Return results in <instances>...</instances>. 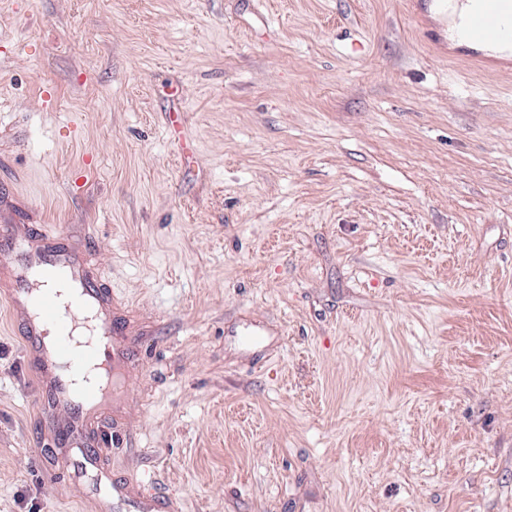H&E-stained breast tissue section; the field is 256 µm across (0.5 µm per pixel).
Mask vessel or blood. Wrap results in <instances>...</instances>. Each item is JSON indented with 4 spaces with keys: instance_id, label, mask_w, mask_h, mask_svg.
Returning a JSON list of instances; mask_svg holds the SVG:
<instances>
[{
    "instance_id": "1",
    "label": "vessel or blood",
    "mask_w": 512,
    "mask_h": 512,
    "mask_svg": "<svg viewBox=\"0 0 512 512\" xmlns=\"http://www.w3.org/2000/svg\"><path fill=\"white\" fill-rule=\"evenodd\" d=\"M457 32L461 51L492 63V51L512 55V0H471ZM0 301L25 325V353L34 364L42 387L59 404L80 403L85 410L82 429L73 437L75 447H88L87 428L93 427L105 405L104 387H79L75 379L97 366L108 373L120 371L126 360L121 333L112 320V302L103 295L93 267L79 252L61 246L57 231L41 227L39 235L14 224L0 202ZM70 284L75 298L59 308L50 293L35 294L36 282ZM94 310L98 323L93 349L77 352L71 336L86 310Z\"/></svg>"
}]
</instances>
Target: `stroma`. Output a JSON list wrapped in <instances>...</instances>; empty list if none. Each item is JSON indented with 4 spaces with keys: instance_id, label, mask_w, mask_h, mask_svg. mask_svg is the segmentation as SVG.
Returning a JSON list of instances; mask_svg holds the SVG:
<instances>
[{
    "instance_id": "1",
    "label": "stroma",
    "mask_w": 512,
    "mask_h": 512,
    "mask_svg": "<svg viewBox=\"0 0 512 512\" xmlns=\"http://www.w3.org/2000/svg\"><path fill=\"white\" fill-rule=\"evenodd\" d=\"M422 11L0 0V197L128 331L97 489L0 303V512H512V67Z\"/></svg>"
}]
</instances>
